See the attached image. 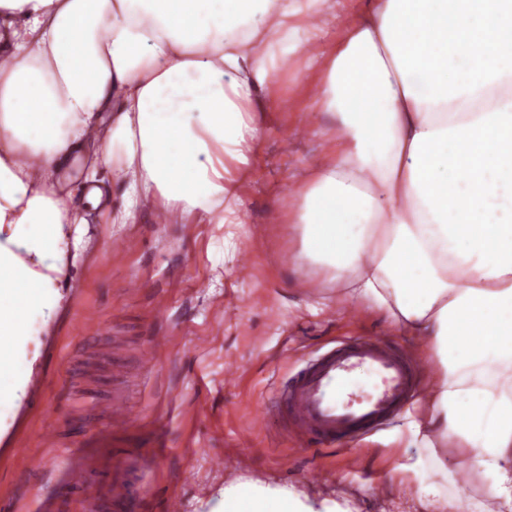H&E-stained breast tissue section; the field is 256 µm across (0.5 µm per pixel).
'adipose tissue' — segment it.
Instances as JSON below:
<instances>
[{
    "mask_svg": "<svg viewBox=\"0 0 512 512\" xmlns=\"http://www.w3.org/2000/svg\"><path fill=\"white\" fill-rule=\"evenodd\" d=\"M507 26L512 0H361L351 16L341 0H0V408L24 397L28 319L63 307L113 188L116 224L145 206L242 223L261 97L300 56L336 151L305 167L288 261L432 347L422 442L464 449L512 508ZM71 163L85 178L70 188Z\"/></svg>",
    "mask_w": 512,
    "mask_h": 512,
    "instance_id": "1",
    "label": "adipose tissue"
}]
</instances>
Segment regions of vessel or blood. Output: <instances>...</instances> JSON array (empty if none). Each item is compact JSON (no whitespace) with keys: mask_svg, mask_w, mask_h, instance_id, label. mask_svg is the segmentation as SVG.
I'll list each match as a JSON object with an SVG mask.
<instances>
[{"mask_svg":"<svg viewBox=\"0 0 512 512\" xmlns=\"http://www.w3.org/2000/svg\"><path fill=\"white\" fill-rule=\"evenodd\" d=\"M418 370L384 337H358L342 342L309 360L274 389L272 411L254 417L253 429H264L273 414L288 418L293 432L307 446L332 447L353 442L397 414L409 401ZM373 381L371 392L356 393L359 379ZM106 432L97 439L108 447L114 434L127 431L131 409L122 398L99 408ZM130 455H112V477L103 490L117 512H142L144 498L132 484ZM59 489L40 496L34 512H71L68 501L87 485V471L79 464L62 468Z\"/></svg>","mask_w":512,"mask_h":512,"instance_id":"1","label":"vessel or blood"}]
</instances>
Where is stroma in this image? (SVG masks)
Here are the masks:
<instances>
[{
    "label": "stroma",
    "mask_w": 512,
    "mask_h": 512,
    "mask_svg": "<svg viewBox=\"0 0 512 512\" xmlns=\"http://www.w3.org/2000/svg\"><path fill=\"white\" fill-rule=\"evenodd\" d=\"M301 58L278 70L264 102L265 135L253 173L237 189L244 221L218 226L184 214L160 224L142 212L137 223L91 225L89 248L64 307L49 326L32 320L40 357L30 378L43 382L41 400L22 401L0 412V512H32L37 494L50 493L42 479L74 453L75 441L103 430L85 401L121 395L134 424L113 436L111 448L88 449L89 480L107 479L110 450L143 457L152 512L177 494L182 512H211L228 485L264 493H286L314 512H432L433 505L468 512H511L490 489L485 470L457 450L439 466L422 446L423 423L437 363L427 343L393 330L361 301L340 296L336 286L302 282L288 263L299 238L292 225L273 222L287 213L296 192L293 179L333 141L319 132L330 120L307 112L309 85L299 80ZM252 257L248 277L235 275L243 254ZM169 306L157 315L154 299ZM95 310L101 326L85 328L84 310ZM173 338L149 373L137 368L148 338ZM385 336L407 356L427 365L409 405L390 423L351 449L304 450L281 418L261 431L251 420L266 402L275 378L309 355L356 337ZM287 362H278L280 352ZM237 365L238 382L224 381ZM56 427L61 444L43 435ZM357 455L360 471H350ZM459 470L449 484L447 468Z\"/></svg>",
    "instance_id": "1"
}]
</instances>
